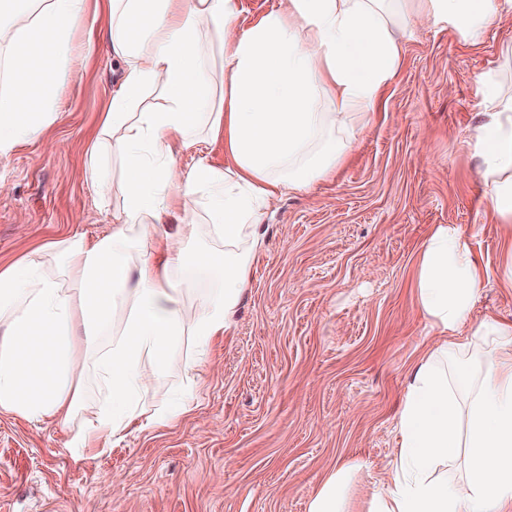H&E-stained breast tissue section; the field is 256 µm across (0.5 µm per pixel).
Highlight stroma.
<instances>
[{"instance_id":"1","label":"stroma","mask_w":512,"mask_h":512,"mask_svg":"<svg viewBox=\"0 0 512 512\" xmlns=\"http://www.w3.org/2000/svg\"><path fill=\"white\" fill-rule=\"evenodd\" d=\"M512 15L478 43L427 22L336 172L274 201L266 244L231 328L175 422L91 451L68 426L0 412V512H307L336 465L363 461L350 491L367 512L389 479L408 374L434 332L414 270L432 225L459 224L487 271L475 307L512 319L498 269L512 234L492 217L465 146L491 74L512 92ZM120 71L103 49L74 61L58 147L0 162V265L40 243L106 232L119 191L100 197L84 152Z\"/></svg>"}]
</instances>
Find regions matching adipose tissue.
<instances>
[{
    "label": "adipose tissue",
    "instance_id": "obj_1",
    "mask_svg": "<svg viewBox=\"0 0 512 512\" xmlns=\"http://www.w3.org/2000/svg\"><path fill=\"white\" fill-rule=\"evenodd\" d=\"M93 14L102 25H89ZM511 14L512 0H280L243 29L238 0H0V161L44 145L63 74L101 45L121 79L88 138L84 176L105 196L112 158L123 163L107 233L52 240L0 266V412L67 423L84 348L109 399L71 447L174 422L179 402L148 415L144 396L184 337L195 344L186 372L208 362L263 249L271 202L346 160L398 74L407 32L427 20L475 43ZM476 82L490 108L467 146L512 231V95L487 75ZM216 144L225 164L209 157ZM205 236L211 245L199 246ZM197 271L213 284L189 310ZM483 278L469 233L434 225L414 287L437 339L411 372L371 512H512V320L474 317ZM362 468L336 466L308 512H345Z\"/></svg>",
    "mask_w": 512,
    "mask_h": 512
}]
</instances>
